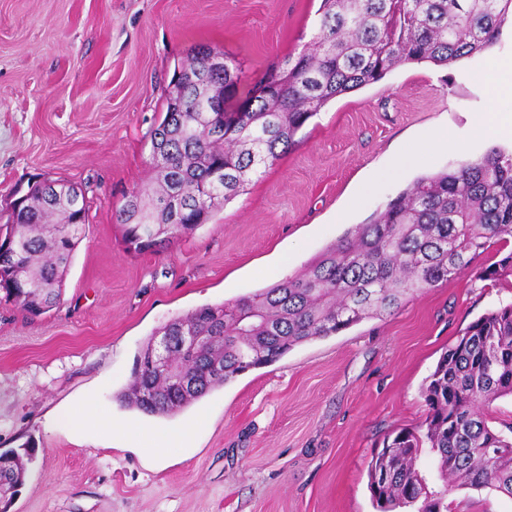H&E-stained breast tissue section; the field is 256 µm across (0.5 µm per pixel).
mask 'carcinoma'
Instances as JSON below:
<instances>
[{
    "instance_id": "1",
    "label": "carcinoma",
    "mask_w": 512,
    "mask_h": 512,
    "mask_svg": "<svg viewBox=\"0 0 512 512\" xmlns=\"http://www.w3.org/2000/svg\"><path fill=\"white\" fill-rule=\"evenodd\" d=\"M303 50L251 80L224 57V74L192 82L211 48L191 49L180 66L184 95L165 94L151 130L155 187L135 190L115 212L126 248L158 250L208 223L213 213L272 165L333 99L382 80L395 66H451L495 45L512 0H322ZM224 102V131L212 134L209 111ZM34 191L0 224V298L33 316L56 306L88 222L86 195ZM512 239V152L493 148L452 171L417 179L369 223L360 224L299 274L235 302L205 305L155 331L171 337L174 364L144 363L119 398L145 414L170 416L236 376L272 363L293 347L335 335L469 270L479 250ZM512 276V252L477 272ZM202 336L197 348L181 336ZM193 386L184 389L179 379ZM422 393L421 425L402 429L368 463L380 512H448V492L489 488L512 497V423L495 429L488 410L512 398V304L471 323L438 361ZM436 456L443 489L416 467ZM33 449L0 455V502L24 484ZM387 471L382 480L379 473Z\"/></svg>"
}]
</instances>
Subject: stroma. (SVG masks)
<instances>
[{
    "instance_id": "stroma-1",
    "label": "stroma",
    "mask_w": 512,
    "mask_h": 512,
    "mask_svg": "<svg viewBox=\"0 0 512 512\" xmlns=\"http://www.w3.org/2000/svg\"><path fill=\"white\" fill-rule=\"evenodd\" d=\"M320 0H0V224L32 184L88 192L89 222L52 310L0 303V453L33 451L8 512H375L367 463L388 435L413 429L422 387L472 322L512 302V277L477 271L512 251L497 242L468 272L406 295L390 313L295 346L167 416L120 404L137 356L168 320L231 302L300 272L418 177L512 147L473 138L479 117L512 115L494 67L512 34L451 67L409 64L331 101L273 166L209 223L164 252L127 250L112 221L147 186L150 132L163 90L196 45L247 75L299 53ZM445 126L462 151L426 140ZM92 405L159 445L63 423ZM452 512H512L484 489L448 495Z\"/></svg>"
}]
</instances>
